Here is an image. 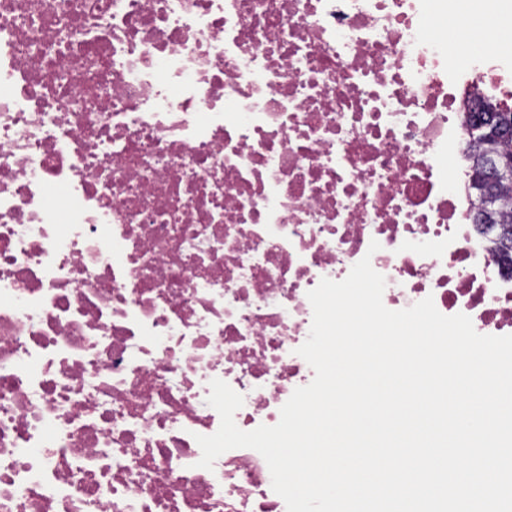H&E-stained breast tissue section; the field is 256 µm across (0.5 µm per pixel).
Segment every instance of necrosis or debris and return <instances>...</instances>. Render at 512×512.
I'll list each match as a JSON object with an SVG mask.
<instances>
[{
	"label": "necrosis or debris",
	"instance_id": "4bbe7bcc",
	"mask_svg": "<svg viewBox=\"0 0 512 512\" xmlns=\"http://www.w3.org/2000/svg\"><path fill=\"white\" fill-rule=\"evenodd\" d=\"M433 11L469 5L0 0V512H287L256 450L199 467L209 384L276 425L363 257L386 308L512 334L459 96L512 93V35Z\"/></svg>",
	"mask_w": 512,
	"mask_h": 512
}]
</instances>
